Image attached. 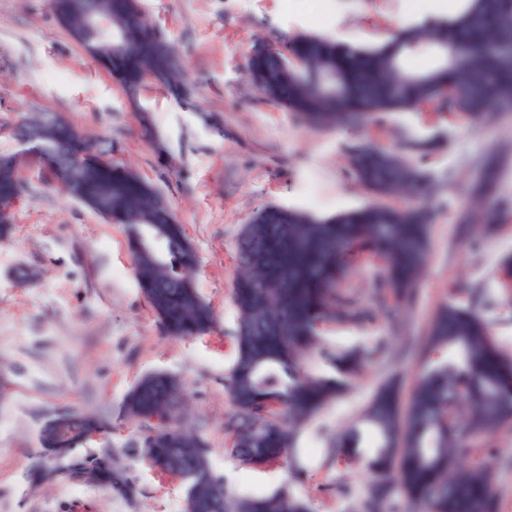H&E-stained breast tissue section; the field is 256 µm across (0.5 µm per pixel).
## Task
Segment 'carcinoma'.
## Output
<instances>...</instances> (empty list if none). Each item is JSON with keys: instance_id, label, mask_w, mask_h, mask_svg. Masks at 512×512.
Wrapping results in <instances>:
<instances>
[{"instance_id": "carcinoma-1", "label": "carcinoma", "mask_w": 512, "mask_h": 512, "mask_svg": "<svg viewBox=\"0 0 512 512\" xmlns=\"http://www.w3.org/2000/svg\"><path fill=\"white\" fill-rule=\"evenodd\" d=\"M82 0H48L57 21L97 62L126 88L146 73L168 74V86L182 85L175 48L132 0H94L109 15L112 30L123 34L128 50L112 51V41L84 27ZM459 10L434 25L400 29L376 46L343 44L302 34L288 52L254 48L248 65L250 83L266 99L288 105L309 127L366 128L393 114L430 105L475 124L491 111L512 112V0H459ZM445 47L448 63L424 71L406 66L420 48ZM333 73L336 93L323 91L320 76ZM28 148L80 166L84 205L99 215L111 213L127 227L129 247L141 291L167 333L189 337L207 333L214 311L194 284L196 254L167 200L125 165L111 161L112 146L81 156L87 138L63 119L37 113L16 128ZM497 159L478 162L480 177L473 211L462 219V233L497 199ZM351 178L373 196L368 205L330 218L281 206L261 208L244 225L237 252L242 273L233 287L238 310L236 356L228 387L236 412L224 423L231 435L227 454L239 465L258 467L293 453L282 426L288 412L302 421L338 398L369 363L360 346L329 350L320 344L325 323L360 326L373 319L393 324L420 283L429 247L433 199L438 180L406 154L367 141L348 154ZM25 190L10 167L0 164V199ZM401 198V204L387 202ZM378 262V288L366 308L337 285L348 278L352 257ZM447 357H423L420 381L407 412H401L395 382L384 384L363 415L367 430L353 429L332 442L336 455L367 457L370 473L361 512H498L491 471L478 461L465 462L474 445L512 427V359L497 347L477 306L442 302L431 322L426 351ZM326 361L330 374L308 370L311 354ZM182 397L173 376L156 371L143 376L127 395V417L146 421L172 415ZM55 431L66 444L106 424L88 415L65 413ZM143 457L161 472L187 485L198 512H302L306 505L286 493L239 495L213 472L206 442L180 426L151 430ZM87 481L122 483V473L98 460L78 461ZM65 469L37 463L31 477L43 482Z\"/></svg>"}]
</instances>
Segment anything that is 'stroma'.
I'll return each instance as SVG.
<instances>
[{"label":"stroma","mask_w":512,"mask_h":512,"mask_svg":"<svg viewBox=\"0 0 512 512\" xmlns=\"http://www.w3.org/2000/svg\"><path fill=\"white\" fill-rule=\"evenodd\" d=\"M408 4L141 0L150 21L187 56L189 96L182 102L149 74L130 99L59 25L47 0H0V154L19 151L14 128L37 112L110 142L114 161L168 199L197 253L196 286L216 313L206 334L168 336L138 286L125 226L68 197L36 159L23 161L25 190L13 207L11 236L0 242V512H184L185 484L143 458L145 428L121 414L126 395L153 371L180 380L185 423L207 440L214 472L239 493L284 489L310 512H351L368 475L332 455L329 442L358 421L388 379H398L401 402L410 403L419 351L447 296L483 306L498 346L512 355V293L500 283V264L512 256V211L477 244L458 232L477 157L504 151L500 191L512 198V114L475 130L430 107L379 127L309 128L247 80L255 44L283 49L297 35L319 34L375 45L414 22ZM406 132L430 142L423 164L442 179L416 298L394 329L331 323L320 333L326 346L381 341L390 353L301 426L291 464L239 466L226 453L224 423L235 412L227 378L238 325L232 287L240 230L270 204L320 217L366 204L370 194L348 174V147L371 141L397 151ZM60 412L108 422L73 456L109 460L125 473L127 493L61 476L41 485L30 480L40 430ZM498 448L512 455V431L476 456L493 459L500 512H512V464L494 460Z\"/></svg>","instance_id":"stroma-1"}]
</instances>
